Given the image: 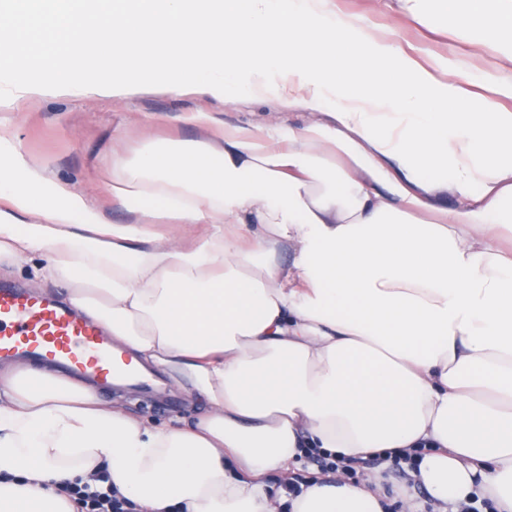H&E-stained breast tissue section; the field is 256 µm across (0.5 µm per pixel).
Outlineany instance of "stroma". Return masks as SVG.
<instances>
[{"label": "stroma", "mask_w": 512, "mask_h": 512, "mask_svg": "<svg viewBox=\"0 0 512 512\" xmlns=\"http://www.w3.org/2000/svg\"><path fill=\"white\" fill-rule=\"evenodd\" d=\"M336 3L364 25L394 31L407 52L422 61L441 63L456 81H463L466 73L475 69L486 72L489 85L512 76V44L490 45L473 52L461 25L435 15L427 24H418L400 9L398 0ZM488 87L480 88L479 96L512 109V100L491 95ZM187 112H209L225 123L260 129L298 130L315 118L314 113L275 98L227 104L194 89L176 94L161 85L112 97L48 93L0 100V121L11 126L25 164L103 204L109 201L106 189L112 178L113 158L132 160L143 148L164 139L202 141L208 137L207 129L183 122ZM41 263V258L34 255L0 267V285H16L50 298H65L67 292L62 284L47 286L36 278ZM160 380L159 388L127 391V412L172 424L194 420L203 413L205 405L187 377L166 371ZM355 468L361 476L369 472L381 474L383 487L396 497L391 512H405L403 499L423 501L428 497L422 485L405 484L386 458L372 456L356 462Z\"/></svg>", "instance_id": "obj_1"}]
</instances>
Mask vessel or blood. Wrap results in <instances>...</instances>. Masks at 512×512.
<instances>
[{
  "instance_id": "vessel-or-blood-1",
  "label": "vessel or blood",
  "mask_w": 512,
  "mask_h": 512,
  "mask_svg": "<svg viewBox=\"0 0 512 512\" xmlns=\"http://www.w3.org/2000/svg\"><path fill=\"white\" fill-rule=\"evenodd\" d=\"M40 360L111 387L119 379L130 388L147 383L130 356L110 334L70 305L21 288L0 287V359Z\"/></svg>"
}]
</instances>
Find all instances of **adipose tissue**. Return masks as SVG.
I'll return each mask as SVG.
<instances>
[{
  "instance_id": "obj_1",
  "label": "adipose tissue",
  "mask_w": 512,
  "mask_h": 512,
  "mask_svg": "<svg viewBox=\"0 0 512 512\" xmlns=\"http://www.w3.org/2000/svg\"><path fill=\"white\" fill-rule=\"evenodd\" d=\"M434 2L474 45L512 41V0ZM78 70L86 95L192 86L319 118L192 113L212 140L113 161L122 223L0 129V263L40 256L208 405L160 426L60 370L0 368V512H77L67 486L105 474L139 512H387L374 476L271 492L312 448L409 454L433 499L512 512V111L474 95L485 73L460 87L334 0H0L14 98L73 92Z\"/></svg>"
}]
</instances>
